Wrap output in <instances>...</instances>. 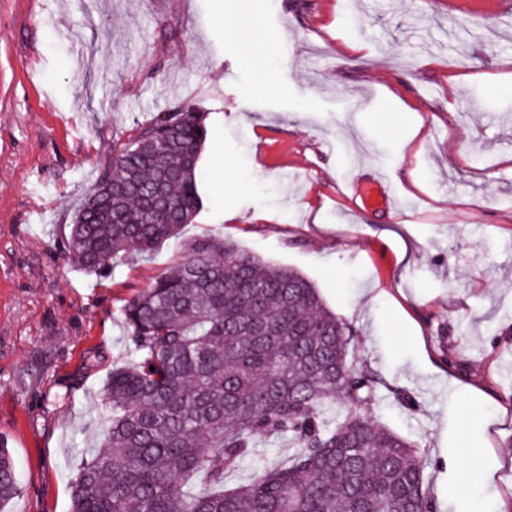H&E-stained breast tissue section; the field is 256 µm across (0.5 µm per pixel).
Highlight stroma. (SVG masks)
<instances>
[{"mask_svg": "<svg viewBox=\"0 0 512 512\" xmlns=\"http://www.w3.org/2000/svg\"><path fill=\"white\" fill-rule=\"evenodd\" d=\"M176 105L207 127L185 239L308 277L380 379L361 414L418 442L439 512L461 494L512 512V0H0L9 512H71L127 355L120 309L180 258L167 244L100 279L64 256L113 145ZM381 174L401 210L365 206ZM476 415L483 481L444 468Z\"/></svg>", "mask_w": 512, "mask_h": 512, "instance_id": "35a3bbf8", "label": "stroma"}]
</instances>
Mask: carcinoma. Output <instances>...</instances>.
Returning <instances> with one entry per match:
<instances>
[{"mask_svg": "<svg viewBox=\"0 0 512 512\" xmlns=\"http://www.w3.org/2000/svg\"><path fill=\"white\" fill-rule=\"evenodd\" d=\"M206 136L201 113L176 107L114 145L74 214L70 264L102 277L180 239L201 210ZM121 314L128 360L103 389L111 418L82 453L73 512H436L417 444L358 411L377 381L348 361L351 326L296 270L195 239ZM257 435L296 451L224 488ZM19 492L1 444L0 512Z\"/></svg>", "mask_w": 512, "mask_h": 512, "instance_id": "obj_1", "label": "carcinoma"}]
</instances>
